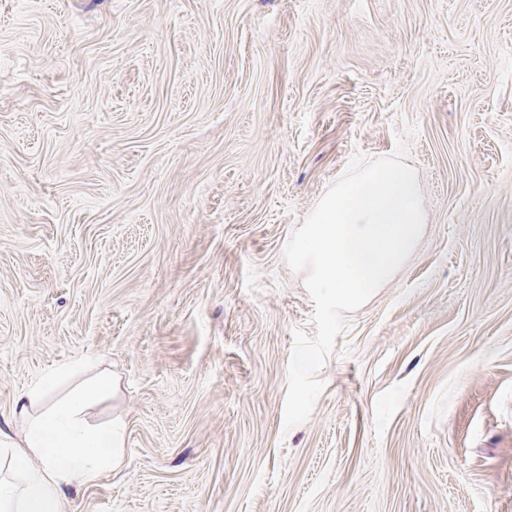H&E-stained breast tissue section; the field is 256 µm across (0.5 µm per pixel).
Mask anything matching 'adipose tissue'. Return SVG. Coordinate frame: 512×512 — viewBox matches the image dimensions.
I'll use <instances>...</instances> for the list:
<instances>
[{"label": "adipose tissue", "mask_w": 512, "mask_h": 512, "mask_svg": "<svg viewBox=\"0 0 512 512\" xmlns=\"http://www.w3.org/2000/svg\"><path fill=\"white\" fill-rule=\"evenodd\" d=\"M100 388L87 383L47 410L41 407L44 383L18 397L13 431L0 432V512H59L65 486L120 465L122 446L111 430L85 421Z\"/></svg>", "instance_id": "1"}]
</instances>
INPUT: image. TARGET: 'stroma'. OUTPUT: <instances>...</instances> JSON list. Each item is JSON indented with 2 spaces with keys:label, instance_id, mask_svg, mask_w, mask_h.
<instances>
[{
  "label": "stroma",
  "instance_id": "obj_1",
  "mask_svg": "<svg viewBox=\"0 0 512 512\" xmlns=\"http://www.w3.org/2000/svg\"><path fill=\"white\" fill-rule=\"evenodd\" d=\"M426 224L284 429V248L355 154ZM106 369L60 512H512V0H0V429Z\"/></svg>",
  "mask_w": 512,
  "mask_h": 512
}]
</instances>
